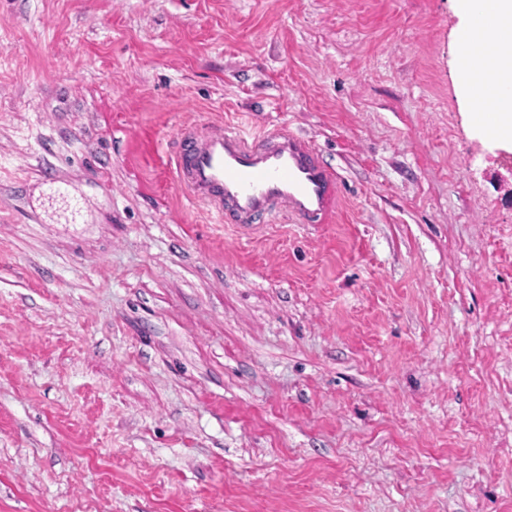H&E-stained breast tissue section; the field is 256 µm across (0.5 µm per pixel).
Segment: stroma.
<instances>
[{
  "instance_id": "stroma-1",
  "label": "stroma",
  "mask_w": 512,
  "mask_h": 512,
  "mask_svg": "<svg viewBox=\"0 0 512 512\" xmlns=\"http://www.w3.org/2000/svg\"><path fill=\"white\" fill-rule=\"evenodd\" d=\"M451 0H0V512H512V152ZM310 138L214 223L180 129ZM171 153L176 179L217 224H253L279 210L298 224H328L339 205L340 178L286 127L255 136L184 129Z\"/></svg>"
}]
</instances>
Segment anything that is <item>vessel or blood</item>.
I'll list each match as a JSON object with an SVG mask.
<instances>
[{
  "label": "vessel or blood",
  "mask_w": 512,
  "mask_h": 512,
  "mask_svg": "<svg viewBox=\"0 0 512 512\" xmlns=\"http://www.w3.org/2000/svg\"><path fill=\"white\" fill-rule=\"evenodd\" d=\"M171 153L179 183L219 224L280 210L300 224H327L339 205V177L308 138L285 127L255 136L186 129Z\"/></svg>",
  "instance_id": "1"
}]
</instances>
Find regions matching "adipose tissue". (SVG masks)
<instances>
[{"label":"adipose tissue","instance_id":"1","mask_svg":"<svg viewBox=\"0 0 512 512\" xmlns=\"http://www.w3.org/2000/svg\"><path fill=\"white\" fill-rule=\"evenodd\" d=\"M460 20L455 55L468 72L459 84L475 132L512 146V0H452ZM492 95V121L476 107L479 88Z\"/></svg>","mask_w":512,"mask_h":512}]
</instances>
